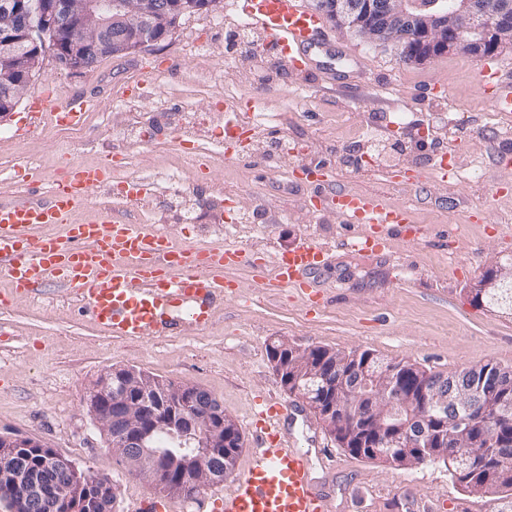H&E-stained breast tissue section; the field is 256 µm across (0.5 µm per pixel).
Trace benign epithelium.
I'll return each mask as SVG.
<instances>
[{"mask_svg": "<svg viewBox=\"0 0 512 512\" xmlns=\"http://www.w3.org/2000/svg\"><path fill=\"white\" fill-rule=\"evenodd\" d=\"M215 0H23L0 3V118L11 115L33 75L41 69L46 50H51L57 67L72 74H83L103 57L122 56L156 46L158 34L171 32L187 13L208 11ZM316 10L328 24L348 29L368 44L387 46L399 59L421 64L447 54L488 58L503 49L512 50V0H316ZM88 32L92 38L75 33ZM315 348L301 349L285 340L270 344L274 370L289 394L317 409V391L329 386L328 377L340 369L343 353L329 349L317 357ZM398 369L378 360L365 367L357 380L344 384L328 407L326 430L359 435L374 448H421L423 453L393 461L400 468L413 467L438 457L461 466L473 461L478 451L465 443L476 423L471 402L480 397L466 373L436 374L413 372L420 398L397 384ZM112 371L90 391L87 407L106 437L108 445L133 473L157 469L158 454L147 448L149 434L142 424L154 412L149 396L157 394L168 408L157 425L178 434L186 444L206 449L196 458V486L203 488L214 479L209 464L221 456L220 449L234 440L242 447V437L234 419L222 407L203 415L204 431L184 430L182 418L192 410L198 387L186 382L162 385L147 373L127 368L120 390L108 387ZM113 393L114 410L102 409L108 393ZM436 412L441 425L426 430L423 416ZM480 420L496 428L512 426V405L484 407ZM33 435L0 432V490L19 493L15 512H29L43 504L42 479L26 471L18 461L17 449L42 446ZM51 501L69 512H99L107 508L102 497L93 498L74 481L55 483Z\"/></svg>", "mask_w": 512, "mask_h": 512, "instance_id": "benign-epithelium-1", "label": "benign epithelium"}]
</instances>
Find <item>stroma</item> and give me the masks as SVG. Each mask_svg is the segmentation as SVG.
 I'll return each mask as SVG.
<instances>
[{
	"label": "stroma",
	"instance_id": "35a3bbf8",
	"mask_svg": "<svg viewBox=\"0 0 512 512\" xmlns=\"http://www.w3.org/2000/svg\"><path fill=\"white\" fill-rule=\"evenodd\" d=\"M234 0H218L213 11L186 15L171 39L154 48L105 57L80 76L57 68L45 57L15 112L0 121V201L41 197L64 162L108 161L99 145L106 118L96 114L76 132L45 125L35 140L17 130L34 98L92 96L104 106L127 93L138 96L143 111L161 93L173 107L198 112L221 108L220 83L240 84L252 61L244 51H230L223 30L211 28L213 14L225 28L241 16ZM331 36L369 63L374 83L357 97L329 88L313 91L307 101L292 97L294 87L308 84L300 72H287L271 57L264 85L241 86L240 101L253 100L268 111L283 113L277 134L308 144L297 164L334 169L340 187L363 192L386 204H409L413 220L424 230L420 242L393 241L383 254H359L340 248L353 225L333 213H310L304 199L312 186L284 184L263 163L242 154L226 162L221 175L241 189L242 205L260 208L263 221L237 230V245L258 253L285 251L303 235L335 250V263L322 271V300L305 305L295 291L254 287L249 270L233 271L240 284L237 298L219 304L213 321L198 335L172 334L147 341L111 337L91 323L75 292L48 285L33 300L20 299L0 312V432L37 436L81 469L112 480L119 488L115 512H140L153 487L130 475L107 445L85 407L97 379L111 368L134 367L154 376L197 385L215 396L226 414L246 426L255 404L285 389L267 355L268 345L285 339L300 348L325 346L340 351L370 350L386 359L406 360L431 371L450 373L489 361L512 367V315L471 303L469 290L479 276L503 258L512 257V193L491 197L499 182H512V133L483 121L489 104L476 81V58L444 56L422 64H403L390 48L371 46L352 33ZM209 44V59L192 45ZM150 63L152 75L141 71ZM224 80L216 82V67ZM446 85L455 102L454 120L471 117L470 131L455 142L460 166L483 164L482 181L471 189L421 182L394 188L379 171L361 172L359 147L349 139L353 129L394 112L415 114L417 127L393 132L389 144L399 171L427 167L437 143L431 113L440 111L438 95H415V88ZM32 157L37 169L33 187L15 181L21 158ZM288 430L297 447L307 449L311 469L323 482L332 512H458L468 502L472 512H500L498 493L471 494L453 484L438 462L401 469L371 461L339 448L323 424L309 426V406Z\"/></svg>",
	"mask_w": 512,
	"mask_h": 512
}]
</instances>
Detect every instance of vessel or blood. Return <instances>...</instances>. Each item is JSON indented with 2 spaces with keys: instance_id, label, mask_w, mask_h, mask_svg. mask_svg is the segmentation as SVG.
Masks as SVG:
<instances>
[{
  "instance_id": "obj_1",
  "label": "vessel or blood",
  "mask_w": 512,
  "mask_h": 512,
  "mask_svg": "<svg viewBox=\"0 0 512 512\" xmlns=\"http://www.w3.org/2000/svg\"><path fill=\"white\" fill-rule=\"evenodd\" d=\"M243 13L267 37L286 67L314 73L316 80L356 92L368 79L367 64L332 41L323 17L302 0H243ZM479 87L490 94L495 112L512 121V63L488 60L477 69ZM99 100L72 96L60 103L38 99L25 134L37 135L41 122L68 129L82 125ZM458 162L443 155L430 168L444 186ZM111 164L63 166L44 198L0 203V273H7L13 296L28 298L51 282L76 291L95 325L107 335L130 340L174 332L195 335L211 321L228 286L226 273L251 269L258 288L295 289L318 301L310 277L335 257L306 236L286 252L254 258L248 250L224 245L199 250L176 244L164 229L121 220L98 209L79 220L83 192L107 180ZM295 179L315 185L305 200L309 211L335 213L357 225L347 247L381 253L389 239L418 242L419 229L406 205L387 206L371 196L336 185L328 169H299ZM288 405L278 397L248 423L253 445L240 475L213 491L215 512H331V500L313 476L307 453L295 448L284 421Z\"/></svg>"
}]
</instances>
